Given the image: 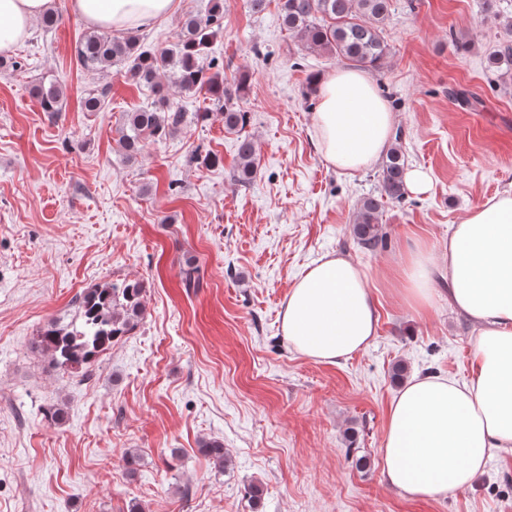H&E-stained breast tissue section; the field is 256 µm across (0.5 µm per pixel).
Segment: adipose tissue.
<instances>
[{"label": "adipose tissue", "instance_id": "adipose-tissue-1", "mask_svg": "<svg viewBox=\"0 0 512 512\" xmlns=\"http://www.w3.org/2000/svg\"><path fill=\"white\" fill-rule=\"evenodd\" d=\"M50 0H0V54L29 33ZM76 13L103 28H145L176 11L177 0H73ZM312 126L323 159L353 175L386 151L394 114L373 79L339 69L317 83ZM396 274L419 310L432 307L436 280L448 303L470 321L468 380L413 376L389 406L381 456L383 476L411 500L447 496L471 486L488 462L512 453V191L486 198L452 225L445 251L409 245ZM378 312L369 274L347 255H326L288 291L282 331L307 358L336 364L365 349Z\"/></svg>", "mask_w": 512, "mask_h": 512}]
</instances>
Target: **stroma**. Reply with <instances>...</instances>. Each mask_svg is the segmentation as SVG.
I'll return each mask as SVG.
<instances>
[{
    "label": "stroma",
    "instance_id": "35a3bbf8",
    "mask_svg": "<svg viewBox=\"0 0 512 512\" xmlns=\"http://www.w3.org/2000/svg\"><path fill=\"white\" fill-rule=\"evenodd\" d=\"M208 6L179 0L138 35L164 47L186 15ZM51 8L59 24L32 26L14 49L23 69L0 67V512H128L134 502L143 512H512V456L494 457L470 487L436 500L387 486L380 456L400 389L393 364L412 375H470L473 330L449 308L445 283L422 314L384 272L409 235L444 249L468 210L512 191V68L489 62L512 42V0L496 20L482 0H393L389 55L373 79L408 168L425 170L432 185L387 204L385 238L372 251L355 243L352 225L360 201L380 191L381 167L336 171L312 130L310 76L347 62L299 50L279 0L259 13L224 0L212 47L225 83L249 76L240 104L258 165L246 186L231 178L236 135L195 119L198 94L172 96L183 125L127 161L123 116L153 96L126 67L77 70L73 49L88 24L70 0ZM43 78L62 88L58 112L30 94ZM99 87L108 90L104 110L82 111ZM452 89L473 106L449 98ZM197 151L219 165L191 162ZM336 252L367 268L379 321L367 349L325 364L295 351L281 316L306 266ZM192 263L203 281L189 292L182 276ZM127 280L146 288L144 318L87 376L31 351L39 327L71 321L85 288ZM57 403L68 418L53 426L43 411ZM352 430L369 470L346 457ZM210 439L223 441L226 468L200 453ZM130 449L142 456L132 479L122 462ZM251 483L263 489L260 505L245 493Z\"/></svg>",
    "mask_w": 512,
    "mask_h": 512
}]
</instances>
